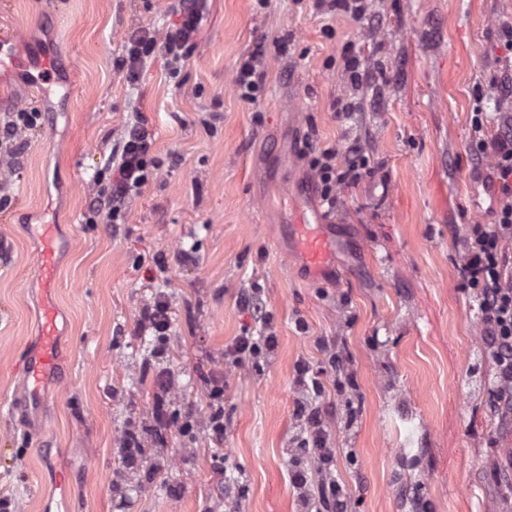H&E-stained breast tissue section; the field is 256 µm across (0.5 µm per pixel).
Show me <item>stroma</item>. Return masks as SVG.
<instances>
[{
    "mask_svg": "<svg viewBox=\"0 0 512 512\" xmlns=\"http://www.w3.org/2000/svg\"><path fill=\"white\" fill-rule=\"evenodd\" d=\"M197 49L178 74L118 64L139 28L165 33L177 0H9L0 37V125L18 109L12 171L0 176V512H303L299 404L319 408L347 512H512V417L476 294L461 266L469 180H489L478 139L512 113L493 80L512 70L501 38L512 0H366L356 18L317 0H198ZM287 39V53L274 44ZM265 46L261 93L235 87ZM359 50L358 77L344 65ZM49 52L51 83L24 60ZM349 109L332 110L335 101ZM483 117L475 133V115ZM155 133L158 175L121 223L96 190L127 123ZM361 156L355 182L322 206L306 144ZM315 211L335 243L312 277L288 226ZM33 224H53L62 380L41 414L25 405L23 356L39 334ZM170 304L156 341L146 311ZM261 300L266 322L252 315ZM238 336L277 345L238 366ZM319 371L314 392L296 366ZM223 387L224 435L208 411ZM71 476L60 499L57 470Z\"/></svg>",
    "mask_w": 512,
    "mask_h": 512,
    "instance_id": "stroma-1",
    "label": "stroma"
}]
</instances>
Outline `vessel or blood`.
I'll list each match as a JSON object with an SVG mask.
<instances>
[{
	"mask_svg": "<svg viewBox=\"0 0 512 512\" xmlns=\"http://www.w3.org/2000/svg\"><path fill=\"white\" fill-rule=\"evenodd\" d=\"M34 231L39 242L38 273L41 283L42 314L38 347L25 355L22 372L28 384L27 405L36 412L45 403L42 394L44 379L59 370L56 347L59 336V312L55 294L59 268L56 261L58 242L54 225L38 224L35 225ZM294 245L297 255L310 272L316 275L326 268L333 251V242L325 232L323 224L312 223L307 217L303 218L300 224V230L294 237Z\"/></svg>",
	"mask_w": 512,
	"mask_h": 512,
	"instance_id": "b4317fda",
	"label": "vessel or blood"
}]
</instances>
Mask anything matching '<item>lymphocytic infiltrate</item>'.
<instances>
[{"label":"lymphocytic infiltrate","mask_w":512,"mask_h":512,"mask_svg":"<svg viewBox=\"0 0 512 512\" xmlns=\"http://www.w3.org/2000/svg\"><path fill=\"white\" fill-rule=\"evenodd\" d=\"M181 21L164 35L139 29L123 45L122 65L137 74L147 58L161 54L170 68L192 56L197 47L200 16L196 0H182ZM500 133L491 141H478L480 156H491L492 168L500 184V203L491 226L473 225L467 236L463 275L479 298L482 330L498 367V402L512 405V113L500 115ZM155 135L143 120L130 123L108 187L99 190L92 208L110 222L123 216L127 197L138 192L154 175L159 164L154 156ZM308 166L315 176L322 204L336 207V190L356 181L363 162L359 159L339 163L335 147L314 148Z\"/></svg>","instance_id":"f902f5d3"}]
</instances>
